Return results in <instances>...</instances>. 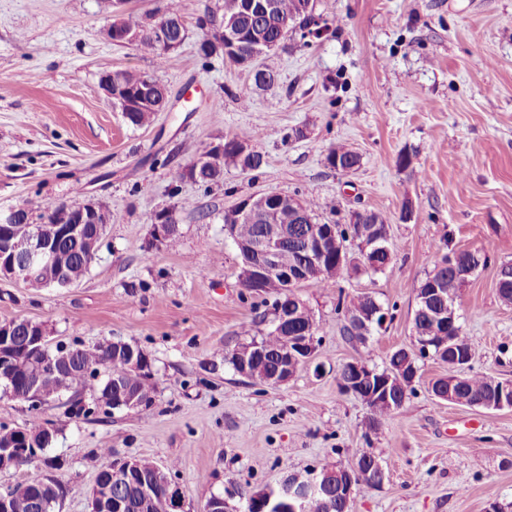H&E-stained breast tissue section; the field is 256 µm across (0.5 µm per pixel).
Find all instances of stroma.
Returning <instances> with one entry per match:
<instances>
[{
  "label": "stroma",
  "instance_id": "1",
  "mask_svg": "<svg viewBox=\"0 0 512 512\" xmlns=\"http://www.w3.org/2000/svg\"><path fill=\"white\" fill-rule=\"evenodd\" d=\"M223 6L185 0L186 41L152 55L106 39V0H0V214L23 207L36 218L88 199L110 214L81 283L0 282V323H42L54 344L126 341L148 354L156 382L150 407L102 422L0 398V425L55 427L48 454L67 487L60 512H88L96 448L176 463L186 512L365 452L379 455L385 478L358 487L351 512H487L512 502V409L434 397L447 364L418 359L415 394L371 437L368 407L339 383L346 363L381 370L394 350H414L415 290L443 245L490 255L455 307L473 345L470 371L512 380V305L496 292L501 265L512 263V0H315L331 34L261 56L277 81L245 104L237 94L247 71L219 58L203 70L197 54V18ZM120 68L166 86L168 107L151 126H129L103 91L101 75ZM297 127L305 139H291ZM242 132L259 135V170L230 165L208 186L175 180L210 144ZM339 144L360 155L358 169L327 166ZM266 192L328 202L323 224L379 212L395 245L385 273L297 289L319 345L313 364L279 386L253 384L224 360L271 326L274 298L242 288L224 230L225 212ZM164 211L176 218L174 248L152 241ZM361 293L394 315L364 344L336 309L339 296Z\"/></svg>",
  "mask_w": 512,
  "mask_h": 512
}]
</instances>
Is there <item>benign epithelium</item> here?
<instances>
[{"instance_id":"7a95c632","label":"benign epithelium","mask_w":512,"mask_h":512,"mask_svg":"<svg viewBox=\"0 0 512 512\" xmlns=\"http://www.w3.org/2000/svg\"><path fill=\"white\" fill-rule=\"evenodd\" d=\"M307 22L295 25L293 34H303L312 38L323 33V21L315 12L314 3H308L306 11ZM138 28L150 32L158 38L160 54L172 52V47L178 40L172 37L175 27L158 16H145L137 22ZM236 25L232 21L226 23L212 18L209 24V38H218L233 45L236 41ZM259 200H272L288 206V216L283 224H267L263 233L252 242L234 241L237 249L248 256L242 266L241 285L253 292L263 290L265 283L271 277L277 276L284 282L285 288L295 289L311 281L312 272L320 271L328 255L333 254L342 262L351 264L361 262L377 250L386 249L390 240V226H385L373 234L370 241L362 244V256H357L351 248V232H342V227L335 224H315L307 230L299 242V253L302 262L293 268L285 269L280 266V256L288 241L294 239L295 228L303 223L306 213L300 199L290 198L277 192H267L243 198L231 211L235 218H252L255 215V203ZM26 210L17 208L7 216L0 217V281H21L30 287H47L54 284L72 285L64 270L57 263V255L50 248L54 239L75 238L85 243L90 254H95L96 241L103 232L107 219L101 205L93 200L78 204H61L44 216L40 224L28 227V234L18 232L20 222ZM93 224L95 232L87 231L86 225ZM177 229L173 214H165L159 222L153 225L152 238L158 243H164ZM448 266L454 270L456 278L464 282L476 271L474 262H461L458 258L450 259ZM456 322V308L453 302H448V310L434 316L432 331L448 327ZM18 320L0 323V371L10 364L11 357L5 351L8 347V337L12 336ZM28 331L30 349L36 353H48L49 337L39 331L32 322L22 323ZM317 346L315 328L308 323L304 331L286 337V347L282 352L277 372L272 377L278 385L288 383L303 367L313 362ZM263 354L259 346H250L237 351L238 361L243 371H248ZM127 367L140 372L149 369L150 360L143 350L129 346L125 349ZM343 376L340 383L344 389L355 394H363V399L376 404L391 405L390 390L393 376L381 374L370 367L359 363L349 362L342 368ZM46 378L57 382V391L70 389L67 368L62 363L42 362L35 366L28 377L31 393V405L39 407L49 399L42 394L41 384ZM478 407L491 410L512 409V381L500 382L496 397L489 402H480ZM34 466L39 475L30 480L18 482L12 491L20 493L30 486H41L55 480L54 471L58 461L40 452L22 454L14 445L8 444L0 448V470L17 469L22 463ZM137 467V459L124 458L111 462L106 468L112 479L120 480L131 476V470ZM157 484L164 490L167 501V512H184L185 500L179 483L172 472L163 465L155 466ZM383 475L379 461H374L370 470L361 471L358 467L347 470L340 478V493L346 501H351L355 485L375 475ZM330 475L327 470H310L308 472H289L275 486L264 488L260 493L247 498L243 503L231 504L222 495H213L206 502V512H311L313 504L322 502L327 495L325 478ZM121 501H110L108 497L98 493L93 488L90 495L89 512H121Z\"/></svg>"}]
</instances>
